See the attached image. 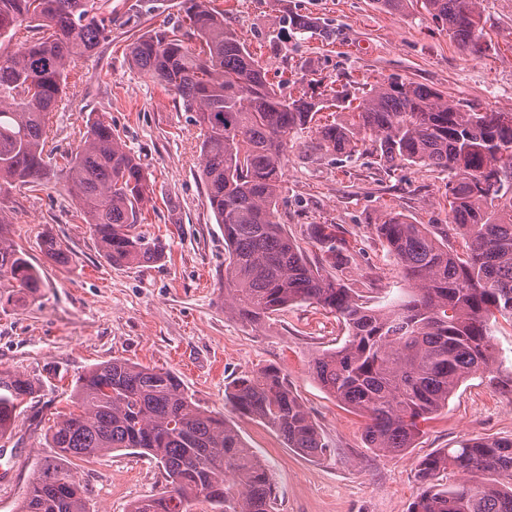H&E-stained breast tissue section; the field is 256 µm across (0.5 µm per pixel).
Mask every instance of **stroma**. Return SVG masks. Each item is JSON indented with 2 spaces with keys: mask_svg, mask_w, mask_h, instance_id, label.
Instances as JSON below:
<instances>
[{
  "mask_svg": "<svg viewBox=\"0 0 512 512\" xmlns=\"http://www.w3.org/2000/svg\"><path fill=\"white\" fill-rule=\"evenodd\" d=\"M250 48L282 93L292 81L323 90H347L399 77L484 108L512 111V0H483L487 55L471 57L448 37V28L420 5L399 10L378 0H210ZM112 23L98 47L77 60L66 96L47 127L48 148L61 158L79 145L90 117H105L150 178L142 229L162 239L166 258L141 267H114L100 255L78 204L62 180L0 195L10 236L36 267L43 285L8 302L0 288V368L42 382L32 410L17 421L0 455V512H16L30 481L51 456L44 435L67 407L75 379L89 366L117 358L172 371L202 407L234 422L266 460L276 489L274 512H409L421 488L419 462L465 439L512 438V391L475 375L463 381L446 407L421 425L401 453L368 448L364 417L338 403L309 371L319 352L343 344L334 314L296 304L260 326L225 315L219 280L224 235L198 177L200 130L190 113L134 67L129 46L147 30L177 27L180 0H104ZM307 16L313 31L288 27ZM311 132L288 145L282 160L279 215L289 236L312 259L321 253L310 238L314 224L335 225L353 261L351 287L386 304L406 283L374 226L388 212L418 224L448 221L447 173L429 167L388 166L363 146L352 158L311 149ZM61 242L70 261L59 264L43 250ZM280 368L329 446L306 458L276 431L239 415L224 398L237 377L267 366ZM70 469L87 491L90 512H127L156 494L162 470L132 450H119Z\"/></svg>",
  "mask_w": 512,
  "mask_h": 512,
  "instance_id": "obj_1",
  "label": "stroma"
}]
</instances>
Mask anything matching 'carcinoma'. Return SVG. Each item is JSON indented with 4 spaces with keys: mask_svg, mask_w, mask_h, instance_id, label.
<instances>
[{
    "mask_svg": "<svg viewBox=\"0 0 512 512\" xmlns=\"http://www.w3.org/2000/svg\"><path fill=\"white\" fill-rule=\"evenodd\" d=\"M422 2L466 54L479 56L481 0H377L390 9ZM184 36L153 29L130 44L131 63L192 113L203 131L199 177L224 232V313L244 325L295 304H316L347 329L342 346L314 356L313 378L343 405L363 414L368 447L401 452L419 422L448 403L476 372L490 383L497 347L490 320L512 318V111L483 109L402 79L362 95L342 90L320 98L283 96L269 82L224 16L209 0H181ZM101 0H0V40L22 35L25 50L0 54V195L49 172L47 117L56 110L75 59L92 53L107 31ZM347 121L319 128L314 150L350 157L371 142L380 159L448 172V225L415 224L396 212L374 229L411 284V292L376 308L348 286L350 265L336 225L314 224L312 237L332 275L310 262L276 219L281 156L324 110ZM60 167L102 257L118 267L161 261L166 245L141 230L149 186L138 162L108 121H89L76 151ZM30 293L39 271L10 238L0 215V283ZM41 390L20 372L0 370V440L16 429L17 410ZM227 398L240 414L264 421L288 447L320 457L328 445L276 367L241 376ZM53 459L29 483L18 512H89L86 490L62 463L138 450L163 470L160 492L129 512H273L275 491L264 461L236 427L188 395L163 369L112 359L75 381L69 411L45 435ZM458 474L448 484L441 474ZM422 491L410 512H512V438H472L424 458Z\"/></svg>",
    "mask_w": 512,
    "mask_h": 512,
    "instance_id": "1",
    "label": "carcinoma"
}]
</instances>
